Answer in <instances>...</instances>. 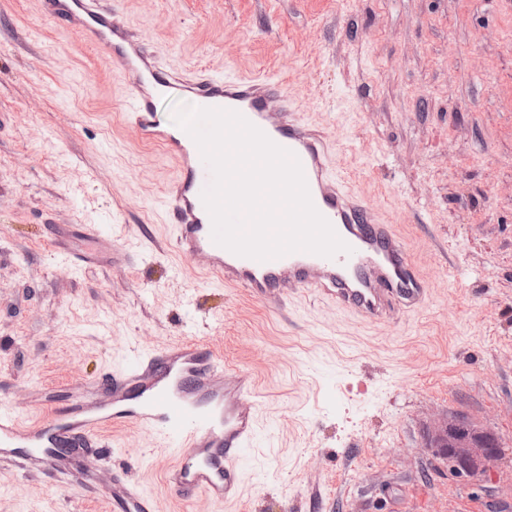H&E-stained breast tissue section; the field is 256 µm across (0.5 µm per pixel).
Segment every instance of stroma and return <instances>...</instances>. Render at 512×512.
I'll use <instances>...</instances> for the list:
<instances>
[{
  "label": "stroma",
  "mask_w": 512,
  "mask_h": 512,
  "mask_svg": "<svg viewBox=\"0 0 512 512\" xmlns=\"http://www.w3.org/2000/svg\"><path fill=\"white\" fill-rule=\"evenodd\" d=\"M145 46L184 70L277 73L337 139L338 170L409 244L429 288L418 312L360 324L316 297L268 311L179 268L164 191L175 160L121 122L120 72L0 0V404L46 414L66 389L175 342L251 371L260 427L238 500L185 502L173 459L107 431L157 512H512V0H117ZM111 242L70 266L50 226ZM500 448L478 480L425 445L454 414ZM0 512H113L76 483L0 463Z\"/></svg>",
  "instance_id": "obj_1"
}]
</instances>
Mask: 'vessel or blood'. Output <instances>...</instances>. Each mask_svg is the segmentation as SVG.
<instances>
[{
  "label": "vessel or blood",
  "mask_w": 512,
  "mask_h": 512,
  "mask_svg": "<svg viewBox=\"0 0 512 512\" xmlns=\"http://www.w3.org/2000/svg\"><path fill=\"white\" fill-rule=\"evenodd\" d=\"M45 10L67 31L102 47L124 78L125 116L135 135L162 145L176 160L178 173L165 190V202L173 248L182 261L273 310L308 293L360 322L376 323L424 305L428 288L413 268L405 240L374 202L337 172L334 143L305 120L279 81L261 74L226 78L180 70L143 46L112 0H45ZM161 91L187 97L197 108L237 111L294 153L315 207L350 253L327 258L298 251L260 262L217 245L201 198L212 172L189 134L161 119L156 108ZM256 397L250 372L224 365L209 344H171L67 390L63 400L45 393L43 402L52 411L33 424L0 407V461L22 474L78 483L90 495L107 496L114 512H155L152 497L138 485L116 475L103 478L87 461L101 452V435L110 427L136 428L150 436L154 448L176 456L167 484L178 498L221 504L240 494L238 462L257 432Z\"/></svg>",
  "instance_id": "1"
}]
</instances>
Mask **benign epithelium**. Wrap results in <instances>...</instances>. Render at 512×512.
I'll return each mask as SVG.
<instances>
[{"instance_id": "obj_1", "label": "benign epithelium", "mask_w": 512, "mask_h": 512, "mask_svg": "<svg viewBox=\"0 0 512 512\" xmlns=\"http://www.w3.org/2000/svg\"><path fill=\"white\" fill-rule=\"evenodd\" d=\"M427 447L443 455L453 469L470 478H479L498 452L495 437L463 415L445 418L427 430Z\"/></svg>"}]
</instances>
